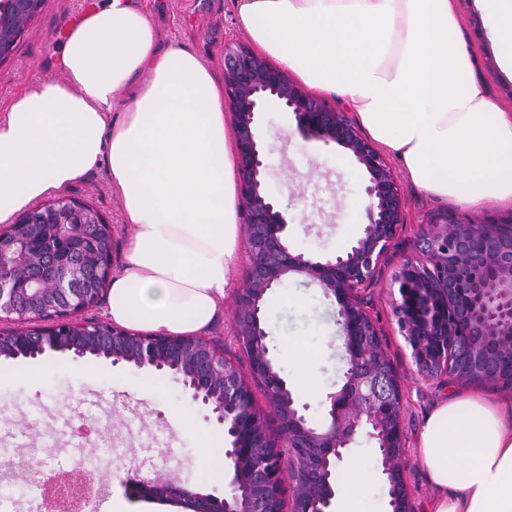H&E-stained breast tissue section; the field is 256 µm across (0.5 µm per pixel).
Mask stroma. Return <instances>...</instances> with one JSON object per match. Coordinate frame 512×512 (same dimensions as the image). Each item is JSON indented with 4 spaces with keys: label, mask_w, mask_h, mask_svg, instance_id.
I'll use <instances>...</instances> for the list:
<instances>
[{
    "label": "stroma",
    "mask_w": 512,
    "mask_h": 512,
    "mask_svg": "<svg viewBox=\"0 0 512 512\" xmlns=\"http://www.w3.org/2000/svg\"><path fill=\"white\" fill-rule=\"evenodd\" d=\"M87 0H45L41 11L24 29L16 49L0 61V110L24 90L44 81H59L61 32L83 12ZM464 36L481 49V70L488 92L512 100V78L502 73L486 38V25L473 0H462ZM152 17L164 41H174L222 68L224 49L249 44V37L235 22L234 0H153ZM259 135L267 150L265 188L287 219L285 236L299 252L335 253L347 248L361 233L364 209L354 199L364 195L363 171L341 148L305 139L292 114L269 106ZM393 175L406 199L405 224L391 246L375 279L362 295L378 320L381 345L391 361L402 393L401 420L406 436L408 466L405 480L414 512H425L430 486L417 459L416 441L427 414L456 385L427 380L416 370L411 348L400 335L392 314L398 296L392 275L409 253V243L419 225L437 212H448L464 221L481 222L512 216L506 209L463 208L418 191L406 178L401 164L391 161ZM67 197L92 206L112 227V266L120 268L127 231L121 207L113 195L105 170H97L67 190ZM265 329L281 343L301 341L316 355L315 372L321 396L309 399L308 417L323 423V396L342 382L346 359L336 304L324 297L311 279L293 276L270 289L264 299ZM157 388L175 404H186L182 383L172 372L139 369L108 359H76L70 354L48 352L34 358L0 357V440L11 449L0 463V497L25 501L31 465L45 469L66 467L97 470L107 486L89 512H106L110 503L129 500L125 481L135 467L152 475L176 477L198 491L224 497L230 478L202 482L198 450L171 430L152 401L138 397L137 389ZM88 420L111 417L104 430L87 438L83 448L73 447L65 429L67 414ZM38 416L43 425L29 431L27 420ZM373 440L358 436L347 458L356 460L369 480L359 512H389L380 474L375 467Z\"/></svg>",
    "instance_id": "stroma-1"
}]
</instances>
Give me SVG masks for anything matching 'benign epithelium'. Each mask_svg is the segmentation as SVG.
<instances>
[{
	"instance_id": "obj_1",
	"label": "benign epithelium",
	"mask_w": 512,
	"mask_h": 512,
	"mask_svg": "<svg viewBox=\"0 0 512 512\" xmlns=\"http://www.w3.org/2000/svg\"><path fill=\"white\" fill-rule=\"evenodd\" d=\"M224 79V93L236 110L241 202L251 256L248 282L235 296L234 337L286 435L289 459L296 466L292 512H327L336 496V470L347 446L362 433L378 444L391 512H411L402 395L361 293L404 224L405 199L385 156L359 134L350 113L308 94L246 45L224 50ZM271 104L293 113L305 138L343 148L366 176V223L341 253H296L283 237L287 220L263 188L267 165L259 126ZM109 239H77L68 256L55 259L47 256L53 251L51 236L21 237L13 234L11 224L0 227V322L58 304L57 315L38 322L27 336L1 331L0 353L34 357L69 352L77 358L104 357L172 371L191 400L207 411L204 419L224 426L230 437L225 458L233 492L219 498L159 478L142 482V487L166 500L202 503L206 512H281L283 454L270 439L250 382L224 356V346L204 337L132 338L107 323L75 319L99 301L95 280L112 274ZM412 249L413 255L394 273L399 299L393 315L413 363L429 379L485 382L486 364L512 357V216L473 224L438 214L421 226ZM292 275L317 281L337 305L347 370L342 384L326 395L325 425L308 420V404L297 402L267 346L265 295ZM458 345L472 357L463 376L448 369V355Z\"/></svg>"
}]
</instances>
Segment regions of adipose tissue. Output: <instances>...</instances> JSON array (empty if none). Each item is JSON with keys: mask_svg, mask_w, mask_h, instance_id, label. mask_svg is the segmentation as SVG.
I'll return each instance as SVG.
<instances>
[{"mask_svg": "<svg viewBox=\"0 0 512 512\" xmlns=\"http://www.w3.org/2000/svg\"><path fill=\"white\" fill-rule=\"evenodd\" d=\"M460 0H235L236 24L313 93L339 98L422 193L512 208V102L475 75ZM512 75V0H475ZM65 79L22 92L0 117V223L106 169L128 243L108 290L116 326L199 336L224 312L240 250L235 122L213 65L162 45L148 0H96L70 24ZM149 398L199 449L222 457L184 407ZM427 512H512V401L458 393L418 438Z\"/></svg>", "mask_w": 512, "mask_h": 512, "instance_id": "1", "label": "adipose tissue"}]
</instances>
